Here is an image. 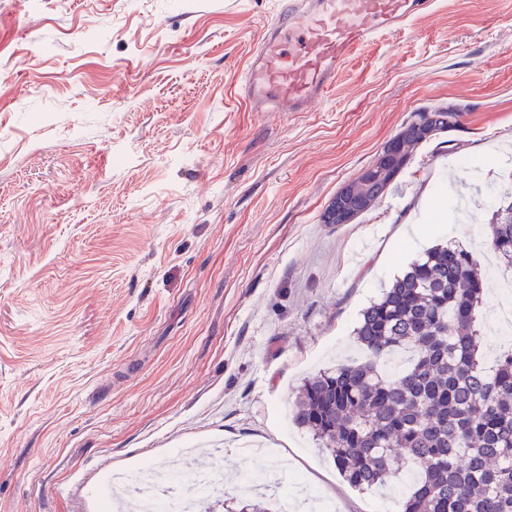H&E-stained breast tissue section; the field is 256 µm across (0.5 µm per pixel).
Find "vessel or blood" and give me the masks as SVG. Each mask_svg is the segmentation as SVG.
<instances>
[{
	"label": "vessel or blood",
	"mask_w": 512,
	"mask_h": 512,
	"mask_svg": "<svg viewBox=\"0 0 512 512\" xmlns=\"http://www.w3.org/2000/svg\"><path fill=\"white\" fill-rule=\"evenodd\" d=\"M431 7L432 0H289L249 59L244 86L252 111H309L360 46Z\"/></svg>",
	"instance_id": "vessel-or-blood-1"
}]
</instances>
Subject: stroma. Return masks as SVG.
I'll return each mask as SVG.
<instances>
[{
    "instance_id": "obj_1",
    "label": "stroma",
    "mask_w": 512,
    "mask_h": 512,
    "mask_svg": "<svg viewBox=\"0 0 512 512\" xmlns=\"http://www.w3.org/2000/svg\"><path fill=\"white\" fill-rule=\"evenodd\" d=\"M288 0H0V512H98L113 473L176 462L293 512H402L284 423L304 380L362 360L361 310L424 249L469 250L486 360L512 269L488 249L512 185V0H434L364 45L307 112L243 77ZM464 105L379 204L322 214L418 114Z\"/></svg>"
}]
</instances>
